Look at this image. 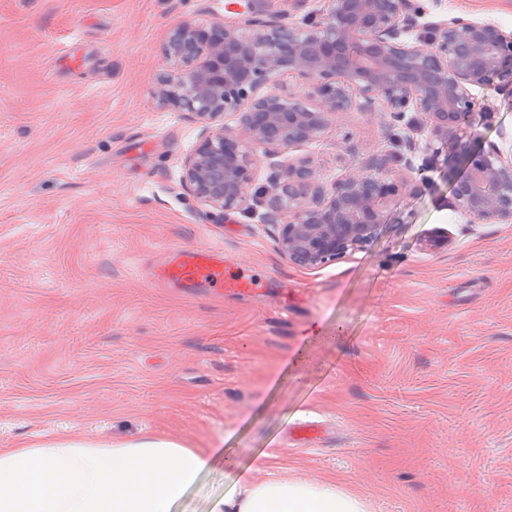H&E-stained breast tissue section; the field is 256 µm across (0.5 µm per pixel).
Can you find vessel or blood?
Masks as SVG:
<instances>
[{
    "label": "vessel or blood",
    "mask_w": 512,
    "mask_h": 512,
    "mask_svg": "<svg viewBox=\"0 0 512 512\" xmlns=\"http://www.w3.org/2000/svg\"><path fill=\"white\" fill-rule=\"evenodd\" d=\"M232 264L223 252L212 248L175 249L156 271L158 280L166 283L222 285L224 290L245 294L255 291L253 282L231 271Z\"/></svg>",
    "instance_id": "1"
}]
</instances>
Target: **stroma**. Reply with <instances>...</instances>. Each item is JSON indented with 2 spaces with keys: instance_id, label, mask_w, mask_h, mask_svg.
Listing matches in <instances>:
<instances>
[{
  "instance_id": "obj_1",
  "label": "stroma",
  "mask_w": 512,
  "mask_h": 512,
  "mask_svg": "<svg viewBox=\"0 0 512 512\" xmlns=\"http://www.w3.org/2000/svg\"><path fill=\"white\" fill-rule=\"evenodd\" d=\"M512 32V0H419ZM0 0V446L47 435L153 436L222 461L178 512H207L232 468L270 455L336 480L370 512H512V223L451 209L465 165L432 167L421 115L403 156L426 177L377 237L317 269L259 215L181 184L200 128L161 106L172 24H301L320 0ZM474 148L512 146V103ZM402 125L363 112L289 149L324 184L391 152ZM448 234L439 249L427 236ZM223 250L252 295L166 284L169 247Z\"/></svg>"
}]
</instances>
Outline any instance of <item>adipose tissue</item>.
Segmentation results:
<instances>
[{
    "label": "adipose tissue",
    "instance_id": "1",
    "mask_svg": "<svg viewBox=\"0 0 512 512\" xmlns=\"http://www.w3.org/2000/svg\"><path fill=\"white\" fill-rule=\"evenodd\" d=\"M221 454L176 441H82L59 437L0 448V512H176ZM209 512H368L336 483L233 477Z\"/></svg>",
    "mask_w": 512,
    "mask_h": 512
}]
</instances>
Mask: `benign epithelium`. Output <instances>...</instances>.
<instances>
[{
	"label": "benign epithelium",
	"mask_w": 512,
	"mask_h": 512,
	"mask_svg": "<svg viewBox=\"0 0 512 512\" xmlns=\"http://www.w3.org/2000/svg\"><path fill=\"white\" fill-rule=\"evenodd\" d=\"M322 2L320 17L300 25L229 21L211 36L190 19L172 26L158 100L200 127L182 158V185L222 213L266 209L279 252L319 268L370 243L385 209L413 188L412 177L390 169L402 157L387 154L329 188L303 159L272 163L257 188L253 170L259 154L315 141L338 115L370 106L383 121L422 115L430 141L468 162L454 182L455 206L471 223L511 224L512 153L491 144L473 154L467 130L491 114L488 92L512 102V33L454 17L415 35L425 16L415 0ZM285 74L300 87L279 83ZM226 112L235 124L224 123Z\"/></svg>",
	"instance_id": "7a95c632"
}]
</instances>
